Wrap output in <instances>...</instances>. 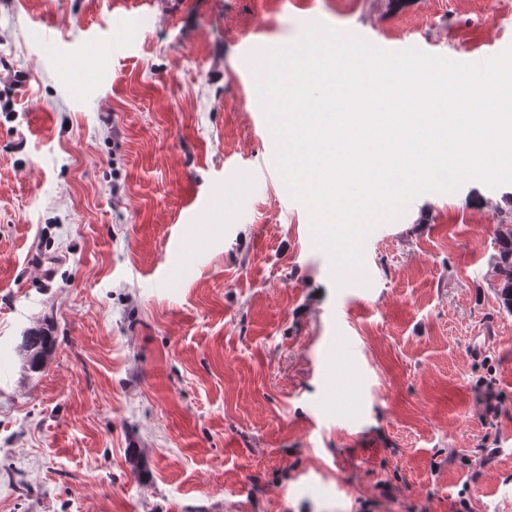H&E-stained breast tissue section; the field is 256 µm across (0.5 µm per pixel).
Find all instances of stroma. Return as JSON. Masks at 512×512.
Masks as SVG:
<instances>
[{
    "label": "stroma",
    "mask_w": 512,
    "mask_h": 512,
    "mask_svg": "<svg viewBox=\"0 0 512 512\" xmlns=\"http://www.w3.org/2000/svg\"><path fill=\"white\" fill-rule=\"evenodd\" d=\"M316 25L479 63L512 0H0V512H512V183L335 268L246 63ZM496 242L499 248L493 266L499 279L497 296L500 309L512 314V224H498ZM56 339V336H52L51 332L45 328H31L26 331L22 336L19 351L25 353L30 370L40 369L46 354L54 348Z\"/></svg>",
    "instance_id": "stroma-1"
}]
</instances>
